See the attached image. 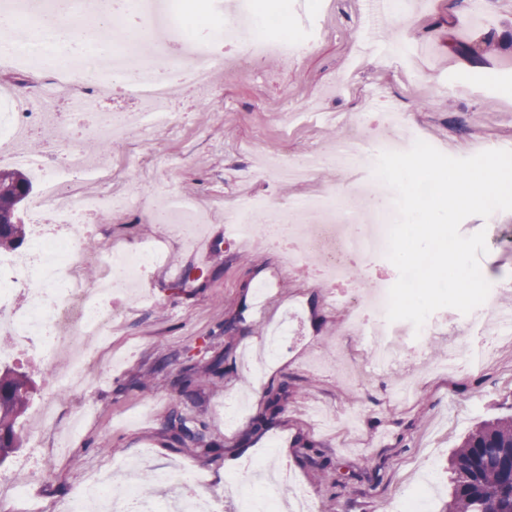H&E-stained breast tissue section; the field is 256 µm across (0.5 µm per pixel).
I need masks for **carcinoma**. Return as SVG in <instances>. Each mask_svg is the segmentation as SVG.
<instances>
[{"mask_svg": "<svg viewBox=\"0 0 512 512\" xmlns=\"http://www.w3.org/2000/svg\"><path fill=\"white\" fill-rule=\"evenodd\" d=\"M33 189L18 169H0V252L26 241L20 208ZM35 390L32 378L10 366L0 367V465L22 447L16 426ZM172 428L183 445L204 441L203 430L179 417ZM448 501L442 512H512V415L486 420L464 437L449 458Z\"/></svg>", "mask_w": 512, "mask_h": 512, "instance_id": "carcinoma-1", "label": "carcinoma"}]
</instances>
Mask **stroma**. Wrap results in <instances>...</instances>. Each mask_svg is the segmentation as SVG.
<instances>
[{"label":"stroma","instance_id":"1","mask_svg":"<svg viewBox=\"0 0 512 512\" xmlns=\"http://www.w3.org/2000/svg\"><path fill=\"white\" fill-rule=\"evenodd\" d=\"M485 5L495 16L489 25L467 19L456 0H420L403 36L424 52L407 70L380 51L365 52L373 25L364 0H306L317 34L306 57H270L248 74L216 70L204 96L173 88L174 103L189 111L179 129L113 140L104 158L125 177L136 204L96 221L81 273H99L97 258L108 249L133 251L147 242L163 246L167 261L142 284L149 303L115 297L120 316L81 388L54 381L71 370L69 353L49 369L33 367L24 354L16 359L36 390L17 427L24 446L0 467V482L26 487L39 512H64L99 472L118 478L131 465L140 475L190 468L222 512H237L233 481L270 458L282 465L287 489L310 492L316 512H388L393 499L413 492L427 494L426 512H442L451 450L480 421L512 413V342L498 345L482 370H444L449 347L465 340L447 318L423 362L406 356L346 380L336 369L337 351L353 348L346 310L328 306L326 285L306 271L285 270L278 248L225 240L224 207L252 195L299 201L327 187L381 191L359 167L323 166L294 183L262 172L282 159L336 153L343 122L367 113H407L430 145L452 157L472 156L477 140L512 150V0ZM172 192L206 218L193 242L151 219ZM460 230L485 231L480 269L487 280H512V211L468 217ZM180 266L188 280L170 283ZM261 282L272 288L260 313L253 291ZM295 305L303 314L294 335L275 358L259 361L252 341ZM232 396L242 411L229 428L224 401ZM45 404L53 419L40 425L36 413ZM79 414L80 433L58 454ZM175 414L204 426L202 445L176 440ZM34 442L46 461L38 471L26 463Z\"/></svg>","mask_w":512,"mask_h":512}]
</instances>
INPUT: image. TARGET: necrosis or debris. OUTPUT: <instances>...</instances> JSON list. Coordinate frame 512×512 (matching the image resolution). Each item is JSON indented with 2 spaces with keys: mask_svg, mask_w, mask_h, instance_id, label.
I'll return each mask as SVG.
<instances>
[{
  "mask_svg": "<svg viewBox=\"0 0 512 512\" xmlns=\"http://www.w3.org/2000/svg\"><path fill=\"white\" fill-rule=\"evenodd\" d=\"M237 12L227 11L223 0H208L203 12H182L178 0H135L136 28L127 29V39L117 44L95 42L79 55L63 44L36 36L0 48V65L15 70L39 69L48 78L50 89L38 102L53 109L57 95L80 87L84 99L104 96L112 85L126 88L140 106L100 117L94 131L111 140L134 131L156 127H178L186 114L177 109L170 95L173 81L206 88L217 68L229 65V52L241 49L244 68L256 67L269 56L296 60L315 42L311 29L285 33L284 21L295 10L293 0H280L275 12H261L254 0H241ZM152 24L158 30L143 66L151 76L143 80L129 74L133 50L141 41L139 26ZM28 98L18 96L10 85L0 86V141L14 139L27 129L31 116ZM81 126L61 130L58 140L65 145L56 161L14 153L16 164L35 170L40 192L28 213L33 227L29 247L20 253L0 254V310L8 311L5 343L29 346L33 361L48 367L59 349H67L74 366L67 378L69 386L82 383L86 364L96 358L95 341L112 332L110 297L139 276H149L165 259L164 250L145 243L134 252L108 251L101 260V282L89 285L78 273L80 238L96 217L116 206L120 194L112 188L111 174L101 172L78 145ZM389 140H368L360 125H350L343 146L330 157V164L349 167L363 164L372 169L379 153L393 150ZM101 182L103 193L76 195L79 183ZM226 235L245 244L266 238L270 228L284 224L297 245L288 252V264L295 267L320 258L323 278L348 282L354 276L350 258L384 257L388 212L368 209L365 199L341 190H320L305 201L281 204L267 197L251 196L224 215ZM386 297H379L370 312L350 314L347 332L367 338L368 355L378 364L393 361L400 343L393 339L392 322L386 318ZM75 335H68V327ZM181 490L178 510L169 505L142 500L132 482L118 486L95 481L76 494L66 512H206L210 501L204 483L196 475L178 476Z\"/></svg>",
  "mask_w": 512,
  "mask_h": 512,
  "instance_id": "necrosis-or-debris-1",
  "label": "necrosis or debris"
}]
</instances>
